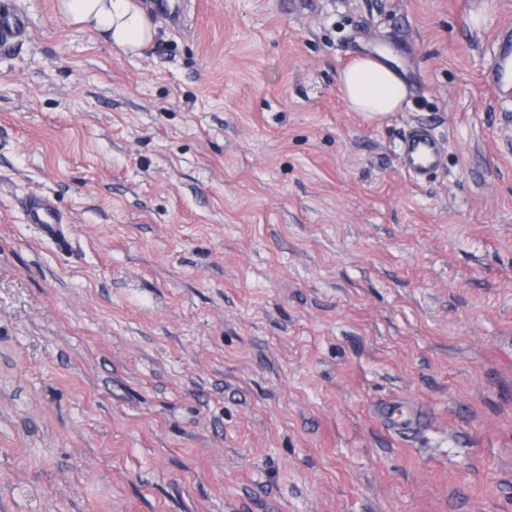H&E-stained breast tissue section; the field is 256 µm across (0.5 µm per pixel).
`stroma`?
Wrapping results in <instances>:
<instances>
[{
  "label": "stroma",
  "mask_w": 512,
  "mask_h": 512,
  "mask_svg": "<svg viewBox=\"0 0 512 512\" xmlns=\"http://www.w3.org/2000/svg\"><path fill=\"white\" fill-rule=\"evenodd\" d=\"M4 8L0 512H512V0H185L135 54ZM352 37L398 111L349 108ZM27 30L28 23L23 15L15 11L0 14V49L22 41ZM485 85L498 99L512 102V24L502 25L494 33L492 60L484 75ZM444 145L435 132L426 126L407 131L400 145V160L406 175L414 182L424 183L443 163ZM28 221L36 224L41 235L52 241L66 239L67 227L53 198L43 194H33L25 202Z\"/></svg>",
  "instance_id": "stroma-1"
}]
</instances>
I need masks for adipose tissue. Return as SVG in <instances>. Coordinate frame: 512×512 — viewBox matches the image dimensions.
I'll return each mask as SVG.
<instances>
[{"label":"adipose tissue","mask_w":512,"mask_h":512,"mask_svg":"<svg viewBox=\"0 0 512 512\" xmlns=\"http://www.w3.org/2000/svg\"><path fill=\"white\" fill-rule=\"evenodd\" d=\"M59 10L127 52L153 38V26L138 0H59ZM341 85L352 109L370 118L396 111L407 95L398 74L374 58L354 61L343 71Z\"/></svg>","instance_id":"1"}]
</instances>
